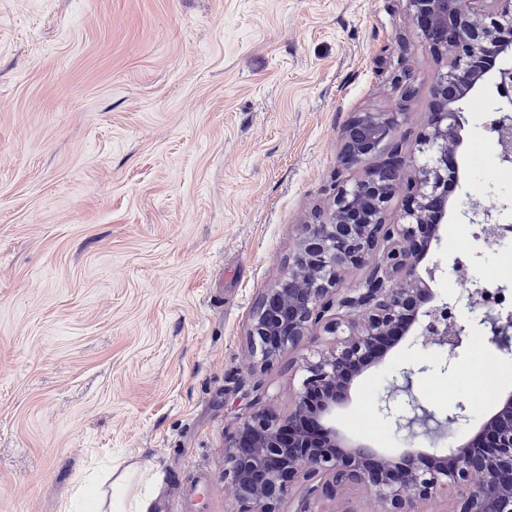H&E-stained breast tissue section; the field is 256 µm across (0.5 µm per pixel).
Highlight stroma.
Returning a JSON list of instances; mask_svg holds the SVG:
<instances>
[{
  "mask_svg": "<svg viewBox=\"0 0 512 512\" xmlns=\"http://www.w3.org/2000/svg\"><path fill=\"white\" fill-rule=\"evenodd\" d=\"M409 0H0V512H91L83 477L134 465L159 477L151 512H238L224 437L251 410L287 414L314 336L265 370L246 336L338 184L358 112L390 111L397 76L418 88L415 139L445 70ZM491 83L461 103L456 154L472 186ZM430 250L437 299L488 340ZM439 348L405 337L356 376L333 415L345 440L396 453L378 412L403 364L438 419L464 403L475 436L492 411ZM441 389L431 399L429 388Z\"/></svg>",
  "mask_w": 512,
  "mask_h": 512,
  "instance_id": "obj_1",
  "label": "stroma"
}]
</instances>
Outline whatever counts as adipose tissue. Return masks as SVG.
<instances>
[{
    "label": "adipose tissue",
    "instance_id": "1",
    "mask_svg": "<svg viewBox=\"0 0 512 512\" xmlns=\"http://www.w3.org/2000/svg\"><path fill=\"white\" fill-rule=\"evenodd\" d=\"M137 475L136 469L109 471L88 478L79 484L77 494L93 495L99 505L108 506L110 512H150L152 496L131 494V484Z\"/></svg>",
    "mask_w": 512,
    "mask_h": 512
}]
</instances>
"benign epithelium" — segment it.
Wrapping results in <instances>:
<instances>
[{
    "mask_svg": "<svg viewBox=\"0 0 512 512\" xmlns=\"http://www.w3.org/2000/svg\"><path fill=\"white\" fill-rule=\"evenodd\" d=\"M417 34L448 53L432 96L439 111L431 130L406 152L395 139L404 103L414 97L407 77L397 78L400 103L393 112H363L345 128L343 160L358 165L380 155L376 167L351 185H339L327 216L304 226L288 270L255 303L247 328L256 365L264 369L296 349L318 328L333 347L306 361L301 388L285 417L260 408L240 418L224 437V481L240 505L238 512H280L292 485L303 486L296 512H311L310 501L336 498L358 486L382 504L383 512H421L419 504L437 497L451 501L449 512H512V393L482 425L479 434L443 454L407 448L397 457L366 443H347L330 424L336 406L348 397L350 380L379 363L410 331L445 353L443 369L459 357L466 327L456 305L438 301L419 272L422 257L448 223V155L462 143L465 118L459 102L485 75L482 62L506 60L497 70L499 98L494 112L498 156L512 164V0H410ZM403 223L388 224L385 213L405 171ZM512 202L460 215L482 225L483 242L496 245L501 215ZM362 268L357 288L343 274ZM477 283L469 306L491 323V343L512 353V323L483 310ZM352 311L360 313L353 321ZM403 367L379 400V411L407 439H435L433 414L410 396L412 376Z\"/></svg>",
    "mask_w": 512,
    "mask_h": 512,
    "instance_id": "benign-epithelium-1",
    "label": "benign epithelium"
}]
</instances>
